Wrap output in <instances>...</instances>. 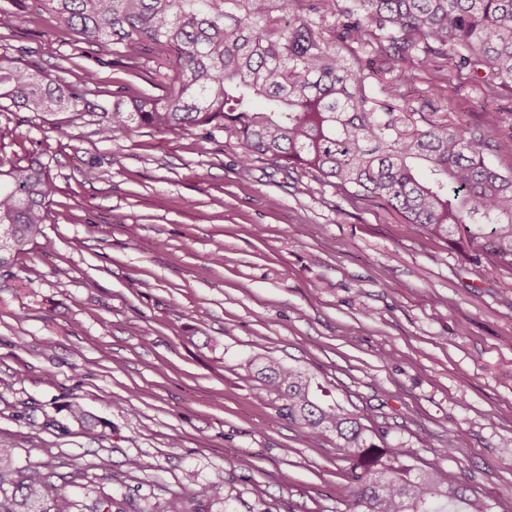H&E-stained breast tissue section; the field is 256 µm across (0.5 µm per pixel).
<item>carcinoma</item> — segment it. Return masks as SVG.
<instances>
[{
  "label": "carcinoma",
  "mask_w": 512,
  "mask_h": 512,
  "mask_svg": "<svg viewBox=\"0 0 512 512\" xmlns=\"http://www.w3.org/2000/svg\"><path fill=\"white\" fill-rule=\"evenodd\" d=\"M56 27L103 54L124 49L169 56L172 88L158 96L112 93L103 132L142 126L222 132L244 148L341 191L349 202L382 201L425 234L465 240L470 273L490 256L512 269V169L490 161L485 130L414 114L372 95V81L406 82L450 60L488 97L512 95V0H37ZM30 112H93L73 83L0 56V101ZM52 192L42 162L0 169V264L42 234ZM300 437L331 432L350 462L352 512H489L468 488L442 481L435 463L418 477L404 451L368 442L337 402L317 400L311 377L290 366L261 368ZM18 471L26 512H71L64 494Z\"/></svg>",
  "instance_id": "1"
}]
</instances>
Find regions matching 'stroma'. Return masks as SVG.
<instances>
[{
	"instance_id": "1",
	"label": "stroma",
	"mask_w": 512,
	"mask_h": 512,
	"mask_svg": "<svg viewBox=\"0 0 512 512\" xmlns=\"http://www.w3.org/2000/svg\"><path fill=\"white\" fill-rule=\"evenodd\" d=\"M0 56H25L87 97L158 94L170 68L98 57L34 0L11 5ZM440 84L442 97L430 94ZM478 128L512 113L451 66L388 89ZM0 110V160L48 163L43 234L0 266V498L19 469L47 475L72 512L133 497L194 508L223 474L214 512H351L335 435L300 439L251 360L300 368L373 442L438 463L491 512H512V271L468 272L451 245L372 203L217 134L144 126L105 137L99 113ZM79 402L86 420L73 419ZM137 467H130L129 459Z\"/></svg>"
}]
</instances>
